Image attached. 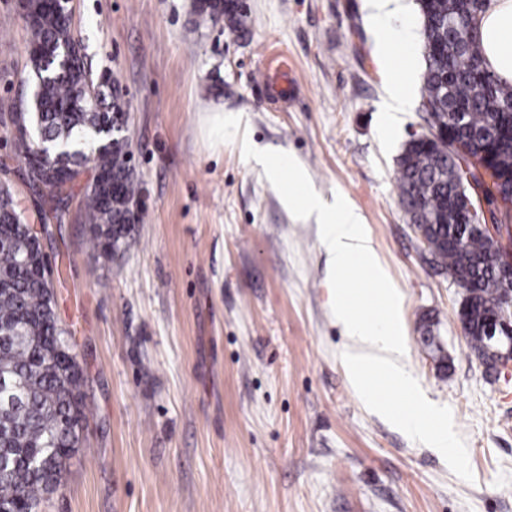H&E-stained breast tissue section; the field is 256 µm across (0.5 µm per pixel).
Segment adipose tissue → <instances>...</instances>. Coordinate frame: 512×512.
Returning a JSON list of instances; mask_svg holds the SVG:
<instances>
[{
  "label": "adipose tissue",
  "mask_w": 512,
  "mask_h": 512,
  "mask_svg": "<svg viewBox=\"0 0 512 512\" xmlns=\"http://www.w3.org/2000/svg\"><path fill=\"white\" fill-rule=\"evenodd\" d=\"M490 68L512 80V0H490L478 28Z\"/></svg>",
  "instance_id": "ef3b65f1"
}]
</instances>
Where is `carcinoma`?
<instances>
[{
    "label": "carcinoma",
    "instance_id": "cac0c4a2",
    "mask_svg": "<svg viewBox=\"0 0 512 512\" xmlns=\"http://www.w3.org/2000/svg\"><path fill=\"white\" fill-rule=\"evenodd\" d=\"M228 0L196 4L199 26L228 21L237 29L244 8ZM490 0H417L425 70L418 111L440 131L409 140L397 160L401 203L429 243L431 262L465 288L466 338L489 371L498 360L488 351L484 325L499 308L504 285L495 269V243L485 232L459 222L464 210L460 181H480L474 165L462 166L448 139L464 141L474 157H487L495 191L512 192V81L485 63L474 30ZM31 66L23 82L37 91L12 113L13 147L28 177L61 204L71 186L52 172L86 169L100 180L83 198L91 249L110 256L126 243L136 217L130 203L139 192L129 163L130 143L118 134L127 102L82 98L91 82L87 64L66 59L77 46L70 23L47 0H27L23 16ZM85 377L68 333L55 312L52 271L42 243L30 234L9 185H0V512H35L63 482L67 461L81 444Z\"/></svg>",
    "mask_w": 512,
    "mask_h": 512
}]
</instances>
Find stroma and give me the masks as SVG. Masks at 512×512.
Wrapping results in <instances>:
<instances>
[{"label": "stroma", "mask_w": 512, "mask_h": 512, "mask_svg": "<svg viewBox=\"0 0 512 512\" xmlns=\"http://www.w3.org/2000/svg\"><path fill=\"white\" fill-rule=\"evenodd\" d=\"M246 2L232 30L196 27L193 0H72L92 76L129 103L142 205L112 257L86 244L90 174L56 219L0 125V183L46 221L85 375L81 445L41 512H512V368L472 354L464 291L399 201L397 158L423 125L416 0L377 16L367 0ZM26 45L16 0H0V118L30 92ZM275 84L293 90L274 102ZM401 87L412 106L393 116ZM245 141L291 154L360 215L401 296L403 363L451 408L473 481L354 392L319 226L291 214Z\"/></svg>", "instance_id": "35a3bbf8"}]
</instances>
